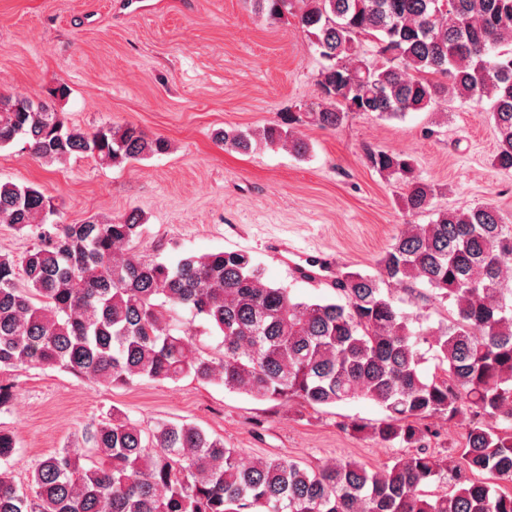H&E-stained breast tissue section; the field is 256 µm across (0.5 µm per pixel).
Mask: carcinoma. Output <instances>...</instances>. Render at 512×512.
Here are the masks:
<instances>
[{
    "mask_svg": "<svg viewBox=\"0 0 512 512\" xmlns=\"http://www.w3.org/2000/svg\"><path fill=\"white\" fill-rule=\"evenodd\" d=\"M294 2L254 0L258 13L293 14L314 37L321 103L260 129L218 131L217 143L240 153L287 144L302 156L307 145L290 129L304 117L330 129L352 114L400 118L451 92L490 101L492 163L512 170V0H301L297 14ZM19 137L58 162L120 164L168 150L131 123L88 133L45 102L0 95V148ZM368 161L403 182L406 213L431 210L437 190L415 177L409 156ZM56 213L40 187L0 184V224L43 228L21 261L0 254V374L60 367L106 386L191 377L311 407L367 399L385 417L351 429L410 452L378 467L249 459L195 425L143 429L114 408L82 447L39 460L20 488L5 472L16 442L0 431V512H512L501 486L512 482V282L503 277L512 225L500 209L439 211L412 225L376 259V274L341 273L331 302L294 299L243 251L149 260L134 250L143 233L134 211L46 225ZM393 283L447 304L448 324L403 311ZM179 308L221 338V356L172 323ZM424 346L437 361L431 374ZM465 414L459 458L434 456L422 421ZM434 482L445 489L426 490Z\"/></svg>",
    "mask_w": 512,
    "mask_h": 512,
    "instance_id": "1",
    "label": "carcinoma"
}]
</instances>
